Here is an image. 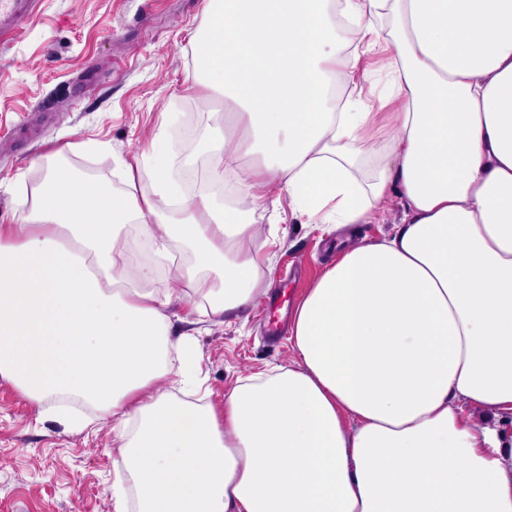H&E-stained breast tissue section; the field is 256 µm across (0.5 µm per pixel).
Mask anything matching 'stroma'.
<instances>
[{
    "label": "stroma",
    "instance_id": "stroma-1",
    "mask_svg": "<svg viewBox=\"0 0 512 512\" xmlns=\"http://www.w3.org/2000/svg\"><path fill=\"white\" fill-rule=\"evenodd\" d=\"M205 25L204 0H38L0 43V219L20 222L19 200L43 176L37 156L66 148L74 171L122 185L124 166H142L165 139L170 173L183 181V151L172 115L195 111V132L223 111L217 91H188L193 46ZM268 206L252 215L268 249L273 279L298 300L335 257L388 235L400 206L389 200L375 224L329 231L292 217L288 196L265 191ZM265 303L232 317L195 320L190 331L204 382L178 399L224 409L239 380L294 363L290 335L273 339ZM119 441L111 426L67 432L46 421L10 382L0 379V512H114Z\"/></svg>",
    "mask_w": 512,
    "mask_h": 512
}]
</instances>
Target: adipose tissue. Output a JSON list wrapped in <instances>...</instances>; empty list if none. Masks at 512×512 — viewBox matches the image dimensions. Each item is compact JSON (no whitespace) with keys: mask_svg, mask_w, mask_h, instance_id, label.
I'll return each mask as SVG.
<instances>
[{"mask_svg":"<svg viewBox=\"0 0 512 512\" xmlns=\"http://www.w3.org/2000/svg\"><path fill=\"white\" fill-rule=\"evenodd\" d=\"M204 14L187 81L235 106L201 138L242 202L185 196L159 147L120 190L63 151L37 158L22 223L0 224V378L59 426L78 420L53 396L115 425V512H512V0H207ZM378 46L382 141L353 82ZM269 186L308 224H369L393 197L400 217L296 303L295 364L239 381L219 414L162 389L200 385L168 306L221 317L267 295L251 211ZM131 227L191 261L155 287Z\"/></svg>","mask_w":512,"mask_h":512,"instance_id":"adipose-tissue-1","label":"adipose tissue"}]
</instances>
